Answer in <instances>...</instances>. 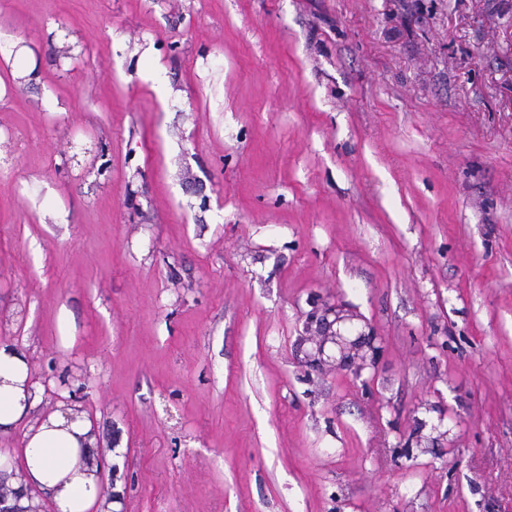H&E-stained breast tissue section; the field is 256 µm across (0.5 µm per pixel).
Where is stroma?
I'll use <instances>...</instances> for the list:
<instances>
[{
	"instance_id": "1",
	"label": "stroma",
	"mask_w": 512,
	"mask_h": 512,
	"mask_svg": "<svg viewBox=\"0 0 512 512\" xmlns=\"http://www.w3.org/2000/svg\"><path fill=\"white\" fill-rule=\"evenodd\" d=\"M0 342L121 512H512V0H0Z\"/></svg>"
}]
</instances>
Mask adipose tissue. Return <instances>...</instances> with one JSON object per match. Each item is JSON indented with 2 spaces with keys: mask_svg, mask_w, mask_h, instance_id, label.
Here are the masks:
<instances>
[{
  "mask_svg": "<svg viewBox=\"0 0 512 512\" xmlns=\"http://www.w3.org/2000/svg\"><path fill=\"white\" fill-rule=\"evenodd\" d=\"M29 366L15 345L0 342V433L11 432L37 401L27 393ZM91 424L82 417L68 419L61 410L44 416L25 433L20 449L29 486L47 498L54 512H113L114 503L100 497L96 465L87 463L81 437Z\"/></svg>",
  "mask_w": 512,
  "mask_h": 512,
  "instance_id": "adipose-tissue-1",
  "label": "adipose tissue"
}]
</instances>
